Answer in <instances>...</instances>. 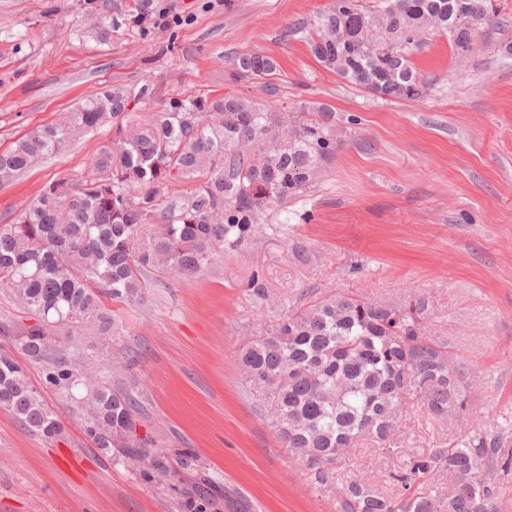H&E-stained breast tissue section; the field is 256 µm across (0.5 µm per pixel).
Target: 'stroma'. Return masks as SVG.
Masks as SVG:
<instances>
[{
  "mask_svg": "<svg viewBox=\"0 0 512 512\" xmlns=\"http://www.w3.org/2000/svg\"><path fill=\"white\" fill-rule=\"evenodd\" d=\"M331 0H0V152L75 103L112 86L150 84L147 111L173 97L227 92L237 55L276 58L269 102L336 114L339 147L308 191L280 204L247 246L203 276L151 274L142 301L108 303L120 333L86 329L85 355L130 357L123 380L142 392L141 433L171 459L173 481L206 475L221 512H339L333 492L310 482L264 421V401L235 363L252 333L289 310L337 292L427 298L432 334L475 364L478 382L463 420L405 408L392 450L350 449L344 471L392 492L388 479L412 454L479 428L512 430V0L457 55L429 35L412 61L426 89L417 101L382 99L341 81L311 55L300 23ZM143 10L142 26L128 20ZM100 129L0 184V224L47 182L81 174L108 143ZM260 274L264 296L251 290ZM64 436L50 441L0 410V512H180L178 498L112 463L85 438L57 395Z\"/></svg>",
  "mask_w": 512,
  "mask_h": 512,
  "instance_id": "obj_1",
  "label": "stroma"
}]
</instances>
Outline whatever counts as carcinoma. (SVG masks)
<instances>
[{"mask_svg": "<svg viewBox=\"0 0 512 512\" xmlns=\"http://www.w3.org/2000/svg\"><path fill=\"white\" fill-rule=\"evenodd\" d=\"M474 22L456 24L461 15ZM495 15L491 0H332L309 39L311 54L344 81L382 98L418 100L425 82L411 56L431 33L450 34L469 51ZM280 64L244 53L232 83L260 80L272 91ZM115 88L90 97L55 124L36 128L0 154V183L108 126L110 145L87 174L43 186L10 224H0V288L34 323L14 335L0 321V408L24 428L57 441L64 428L47 405L51 392L83 417L86 437L148 483L164 486L171 459L137 433L141 393L118 382L126 358L89 365L72 342L76 329L114 322L104 300L142 298L153 272L192 280L213 260L253 241L276 206L306 191L336 156L333 114L275 112L255 97L229 92L173 98L152 119L135 122L129 104L152 99ZM423 297L378 301L336 293L291 310L240 349L243 379L267 402V426L318 486L336 489L340 512H501V479L512 476V437L476 432L410 456L389 473L396 493L338 467L347 449L371 439L386 446L406 401L435 418L461 419L472 406L474 366L444 340L424 334ZM42 365L33 385L9 348ZM447 478L443 495L435 482ZM213 480L180 491L183 512H216Z\"/></svg>", "mask_w": 512, "mask_h": 512, "instance_id": "obj_1", "label": "carcinoma"}]
</instances>
